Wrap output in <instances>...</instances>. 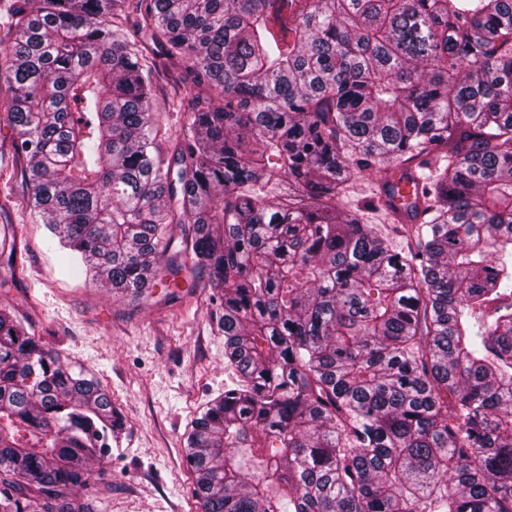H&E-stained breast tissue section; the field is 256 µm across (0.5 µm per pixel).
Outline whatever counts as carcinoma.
Listing matches in <instances>:
<instances>
[{
    "label": "carcinoma",
    "instance_id": "carcinoma-1",
    "mask_svg": "<svg viewBox=\"0 0 512 512\" xmlns=\"http://www.w3.org/2000/svg\"><path fill=\"white\" fill-rule=\"evenodd\" d=\"M10 28L30 211L116 298L221 290L200 512H512V0H13ZM163 77L192 113L165 154ZM123 429L0 309V512H90Z\"/></svg>",
    "mask_w": 512,
    "mask_h": 512
}]
</instances>
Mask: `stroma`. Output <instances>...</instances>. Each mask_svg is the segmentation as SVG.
Masks as SVG:
<instances>
[{
    "instance_id": "obj_1",
    "label": "stroma",
    "mask_w": 512,
    "mask_h": 512,
    "mask_svg": "<svg viewBox=\"0 0 512 512\" xmlns=\"http://www.w3.org/2000/svg\"><path fill=\"white\" fill-rule=\"evenodd\" d=\"M13 139L0 122V236L16 248L14 282L0 288V305L10 304L74 370L98 378L126 420L86 501L92 512H199L185 434L237 380L224 362L217 290L201 273L176 298L158 286L143 303L91 284L76 271V258L31 217Z\"/></svg>"
}]
</instances>
